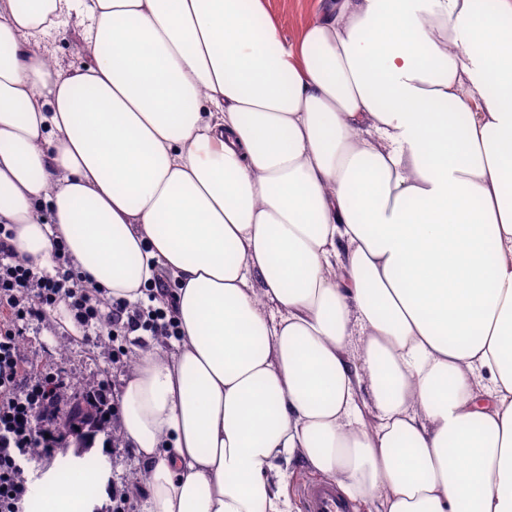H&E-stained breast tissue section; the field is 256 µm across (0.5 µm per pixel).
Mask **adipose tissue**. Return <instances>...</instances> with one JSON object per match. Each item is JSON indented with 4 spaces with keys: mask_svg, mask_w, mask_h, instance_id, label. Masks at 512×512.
<instances>
[{
    "mask_svg": "<svg viewBox=\"0 0 512 512\" xmlns=\"http://www.w3.org/2000/svg\"><path fill=\"white\" fill-rule=\"evenodd\" d=\"M0 0V224L173 289L119 396L144 512H512V0ZM88 19V64L41 51ZM31 488L93 508L84 470ZM318 0H267L266 10L286 39L299 37ZM289 469L292 471V475L289 480L288 492L299 512H352L353 505V512L360 511L356 504L352 505L342 495L335 484L321 481L324 479L313 476L301 463L293 462ZM306 482L315 483L304 487L303 504L299 495V488Z\"/></svg>",
    "mask_w": 512,
    "mask_h": 512,
    "instance_id": "adipose-tissue-1",
    "label": "adipose tissue"
}]
</instances>
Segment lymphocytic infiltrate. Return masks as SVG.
Instances as JSON below:
<instances>
[{"instance_id":"f902f5d3","label":"lymphocytic infiltrate","mask_w":512,"mask_h":512,"mask_svg":"<svg viewBox=\"0 0 512 512\" xmlns=\"http://www.w3.org/2000/svg\"><path fill=\"white\" fill-rule=\"evenodd\" d=\"M11 225L0 224V512H24L30 488L22 462L39 448H57L68 439L59 422L64 404L87 402L101 423L119 426L111 387H71L67 374L48 371L24 349L33 325L65 307L83 339L113 340L143 330L173 336L172 312L122 300L101 301L85 288V273L72 265L66 245L56 241L52 270L20 259Z\"/></svg>"}]
</instances>
